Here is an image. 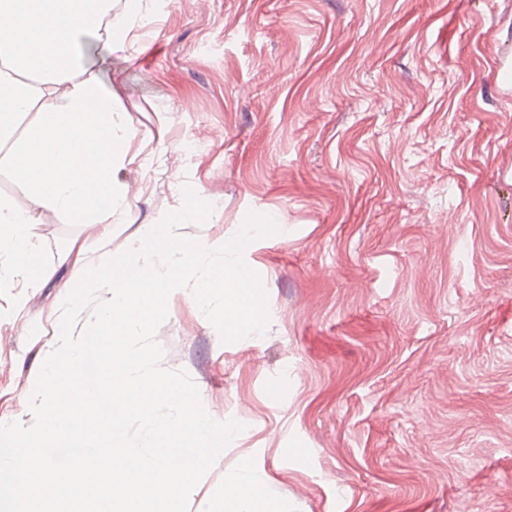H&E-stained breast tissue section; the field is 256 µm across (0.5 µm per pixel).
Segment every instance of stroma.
<instances>
[{
  "mask_svg": "<svg viewBox=\"0 0 512 512\" xmlns=\"http://www.w3.org/2000/svg\"><path fill=\"white\" fill-rule=\"evenodd\" d=\"M81 36L78 80L111 95L130 207L112 248L183 203L185 238L246 214L264 335L221 344L190 289L169 298L162 364L245 429L192 491L222 512L249 467L282 512H512V0H142ZM35 225L49 277L0 322V424L28 399L71 289V243Z\"/></svg>",
  "mask_w": 512,
  "mask_h": 512,
  "instance_id": "stroma-1",
  "label": "stroma"
}]
</instances>
